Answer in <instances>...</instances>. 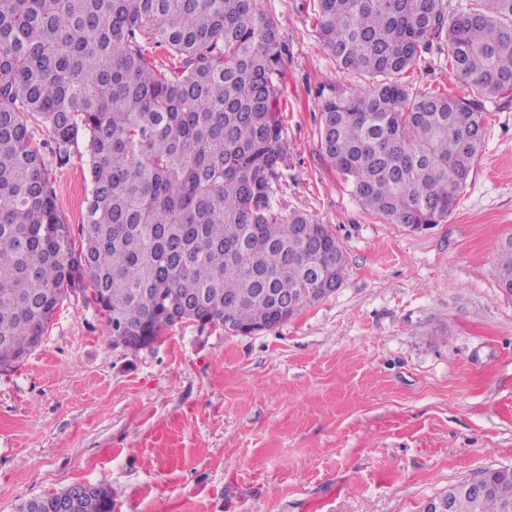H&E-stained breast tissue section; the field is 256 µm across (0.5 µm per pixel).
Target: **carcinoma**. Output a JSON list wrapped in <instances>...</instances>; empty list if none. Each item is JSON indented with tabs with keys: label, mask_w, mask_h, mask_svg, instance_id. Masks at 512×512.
I'll return each mask as SVG.
<instances>
[{
	"label": "carcinoma",
	"mask_w": 512,
	"mask_h": 512,
	"mask_svg": "<svg viewBox=\"0 0 512 512\" xmlns=\"http://www.w3.org/2000/svg\"><path fill=\"white\" fill-rule=\"evenodd\" d=\"M323 48L350 87L323 96L320 150L363 211L411 231L448 218L484 147L485 103L512 90V0H317ZM448 50L471 95L409 86ZM278 22L261 0H0V370L23 361L73 294L113 338L157 341L170 314L251 334L326 296L346 255L326 224L272 197L288 162ZM91 178L74 234L30 126ZM512 282V243L498 251ZM452 512H512V473ZM79 512H112V487ZM49 493L18 512H50Z\"/></svg>",
	"instance_id": "1"
}]
</instances>
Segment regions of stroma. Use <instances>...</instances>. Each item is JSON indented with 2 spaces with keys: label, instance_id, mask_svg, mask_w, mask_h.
Masks as SVG:
<instances>
[{
  "label": "stroma",
  "instance_id": "35a3bbf8",
  "mask_svg": "<svg viewBox=\"0 0 512 512\" xmlns=\"http://www.w3.org/2000/svg\"><path fill=\"white\" fill-rule=\"evenodd\" d=\"M279 23L288 142L279 210L328 225L346 254L336 291L249 335L185 322L151 347L112 346L68 298L40 344L0 371V512L76 483L113 512H422L450 484L512 468V298L496 252L512 237V92L453 212L411 232L363 213L319 148L320 91L343 84L314 0H262ZM413 88L466 89L446 53ZM72 229L91 189L34 127Z\"/></svg>",
  "mask_w": 512,
  "mask_h": 512
}]
</instances>
